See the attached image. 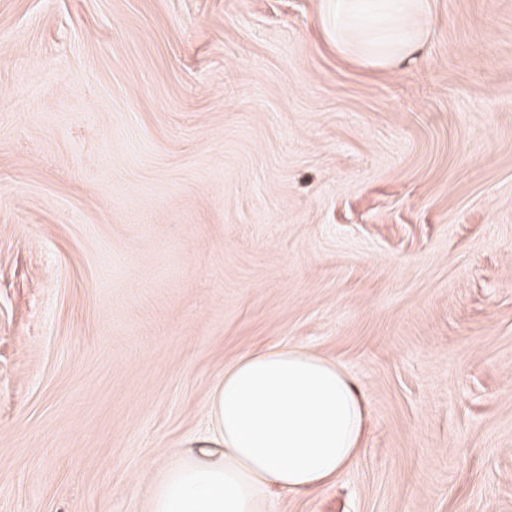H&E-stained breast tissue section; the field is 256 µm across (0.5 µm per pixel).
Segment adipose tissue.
I'll use <instances>...</instances> for the list:
<instances>
[{
    "label": "adipose tissue",
    "mask_w": 512,
    "mask_h": 512,
    "mask_svg": "<svg viewBox=\"0 0 512 512\" xmlns=\"http://www.w3.org/2000/svg\"><path fill=\"white\" fill-rule=\"evenodd\" d=\"M340 52L387 68L423 44L427 0H327ZM365 406L336 364L298 348L256 353L224 370L209 428L165 469L149 512H271V490L303 494L361 451Z\"/></svg>",
    "instance_id": "adipose-tissue-1"
}]
</instances>
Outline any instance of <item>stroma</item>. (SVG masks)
Segmentation results:
<instances>
[{
  "mask_svg": "<svg viewBox=\"0 0 512 512\" xmlns=\"http://www.w3.org/2000/svg\"><path fill=\"white\" fill-rule=\"evenodd\" d=\"M323 0H0V512H148L224 368L348 374L276 512H512V0L339 55Z\"/></svg>",
  "mask_w": 512,
  "mask_h": 512,
  "instance_id": "1",
  "label": "stroma"
}]
</instances>
